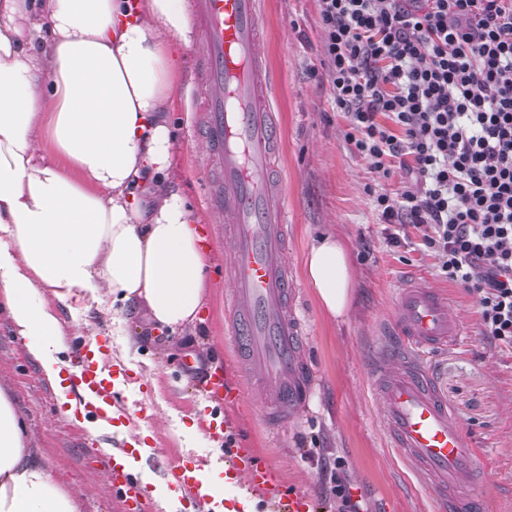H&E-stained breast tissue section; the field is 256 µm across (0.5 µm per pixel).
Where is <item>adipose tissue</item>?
Wrapping results in <instances>:
<instances>
[{
  "mask_svg": "<svg viewBox=\"0 0 512 512\" xmlns=\"http://www.w3.org/2000/svg\"><path fill=\"white\" fill-rule=\"evenodd\" d=\"M0 0V306L60 383L53 301L144 305L159 329L200 323L213 253L176 182L169 99L193 31L187 0ZM45 40H37L38 32ZM322 312L355 275L329 233L304 259ZM80 493L27 445L0 388V512H79Z\"/></svg>",
  "mask_w": 512,
  "mask_h": 512,
  "instance_id": "1",
  "label": "adipose tissue"
}]
</instances>
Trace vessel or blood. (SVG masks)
<instances>
[{
    "label": "vessel or blood",
    "instance_id": "obj_1",
    "mask_svg": "<svg viewBox=\"0 0 512 512\" xmlns=\"http://www.w3.org/2000/svg\"><path fill=\"white\" fill-rule=\"evenodd\" d=\"M199 32L203 139L211 167L204 205L224 215L231 245L224 271L233 284L224 324L243 357L244 375L262 392L261 413L272 427L287 425L308 399L311 370L302 344L303 322L283 255L287 249L288 192L272 174L281 129L264 89L269 75L259 51V0H193ZM393 339L374 359L372 385L395 448L411 460L434 503L449 512H474V499L457 487L478 485L485 473L473 443L439 391L431 366L466 341L446 298L421 280L402 284L390 321ZM76 411L111 422L123 397L115 386L121 368L101 365L82 346L71 358ZM255 487L276 490L278 512H317L313 497L281 486L277 474L251 449L224 445ZM131 444L115 445L104 465L112 492L127 512H140L147 486L131 466ZM161 475L178 491L196 494L204 512H223L224 498L204 490L197 471L178 464Z\"/></svg>",
    "mask_w": 512,
    "mask_h": 512
}]
</instances>
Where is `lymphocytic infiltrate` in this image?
Masks as SVG:
<instances>
[{"label":"lymphocytic infiltrate","instance_id":"1","mask_svg":"<svg viewBox=\"0 0 512 512\" xmlns=\"http://www.w3.org/2000/svg\"><path fill=\"white\" fill-rule=\"evenodd\" d=\"M344 139L399 187L374 205L449 282L477 295L485 336L512 346V0H318Z\"/></svg>","mask_w":512,"mask_h":512}]
</instances>
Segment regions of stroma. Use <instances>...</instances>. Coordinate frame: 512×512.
<instances>
[{
  "label": "stroma",
  "instance_id": "1",
  "mask_svg": "<svg viewBox=\"0 0 512 512\" xmlns=\"http://www.w3.org/2000/svg\"><path fill=\"white\" fill-rule=\"evenodd\" d=\"M261 51L273 76L269 103L282 127L275 167L288 185L290 223L285 261L299 292L308 353L316 382L303 412L281 431L269 432L259 413L261 394L243 389L237 403L223 405L225 439L205 428L188 432L200 419L205 394L196 385L212 367L235 378L234 361L225 359L224 300L231 292L224 278V219L203 205V171L209 158L192 132L191 95L198 85L195 47L183 49L180 72L168 114L174 134L169 175L179 181L187 205L205 227L213 248V286L203 323L191 333L173 334L149 323L144 308L111 304L56 303L70 361L78 341L75 325L95 335L105 359L124 372L125 431L92 432L67 423L55 386L39 363L0 317V378L28 433L57 473L78 487L80 512H124L112 496V479L99 459L107 440L147 445L160 465L211 466L226 507L237 505L244 473L226 478L223 440L254 448L297 493L318 498L320 512H336L325 458H340L359 512H433V501L418 481L413 464L391 448L371 388L368 364L386 343V317L399 283L417 277L443 290L452 313L464 325L467 345L435 362V373L454 415L479 447L488 481L471 489L480 512H512V347L482 334L476 295L440 273V261L425 248L423 234L409 227V244L394 247L374 208L371 190L393 189L398 176L383 177L353 154L342 131L343 115L331 105L321 53L318 0H260ZM335 233L347 244L355 270L351 310L334 321L321 311L304 274V258L313 241Z\"/></svg>",
  "mask_w": 512,
  "mask_h": 512
}]
</instances>
